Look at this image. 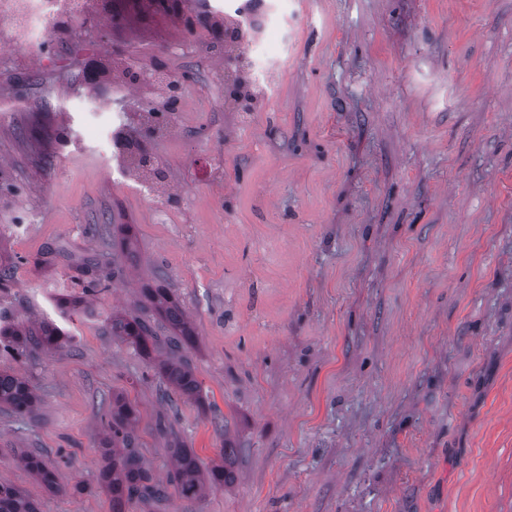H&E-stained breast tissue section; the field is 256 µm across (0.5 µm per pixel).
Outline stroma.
<instances>
[{
    "label": "stroma",
    "mask_w": 512,
    "mask_h": 512,
    "mask_svg": "<svg viewBox=\"0 0 512 512\" xmlns=\"http://www.w3.org/2000/svg\"><path fill=\"white\" fill-rule=\"evenodd\" d=\"M247 1L275 19L246 45L261 93L236 112L210 45ZM181 4L98 2L27 46L0 23V311L75 337L33 363L0 351L40 398L0 410V481L40 512H112L100 402L121 391L155 478L173 437L205 462L235 450L232 485L129 512H512V0ZM92 60L181 81L172 130L143 141L164 196L112 147L149 88L88 83ZM89 259L121 280L86 291ZM159 273L195 325L208 410L164 402L106 325ZM62 295L87 313L61 316ZM29 451L85 493H48Z\"/></svg>",
    "instance_id": "35a3bbf8"
}]
</instances>
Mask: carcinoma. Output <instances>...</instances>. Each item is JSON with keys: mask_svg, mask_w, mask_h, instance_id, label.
I'll list each match as a JSON object with an SVG mask.
<instances>
[{"mask_svg": "<svg viewBox=\"0 0 512 512\" xmlns=\"http://www.w3.org/2000/svg\"><path fill=\"white\" fill-rule=\"evenodd\" d=\"M234 63V84L228 96L241 100L250 110L253 94L244 90L246 59L242 54L231 58ZM130 164L141 171L144 179L159 192L167 178L161 163L143 155L131 158ZM139 302L148 312L160 316L168 324L175 340L169 357L156 364L158 376L169 389L185 401L201 402L202 389L194 371L180 349H188L195 340L192 323L174 297L171 289L161 283L147 285L139 291ZM112 337L134 348L142 357L152 360L161 340L151 320L140 315L114 313L106 318ZM71 336L52 322L27 324L0 319V350L13 352L17 358L34 360L40 353L70 346ZM39 398L22 375L0 371V406L20 416H31L37 410ZM107 435L103 440V464L99 469V483L106 489L112 502V512H126V507L137 500L162 499L174 492L182 498L199 499L205 489H218L234 480L233 449L222 448L219 460L204 463L191 449L174 441L170 449L172 469L168 479L157 481L145 466L135 445L134 425L137 420L135 405L123 393L112 394L106 411ZM20 461L49 490L63 491L55 469L40 456L23 454ZM0 512H39L38 505L13 485L0 481Z\"/></svg>", "mask_w": 512, "mask_h": 512, "instance_id": "cac0c4a2", "label": "carcinoma"}]
</instances>
